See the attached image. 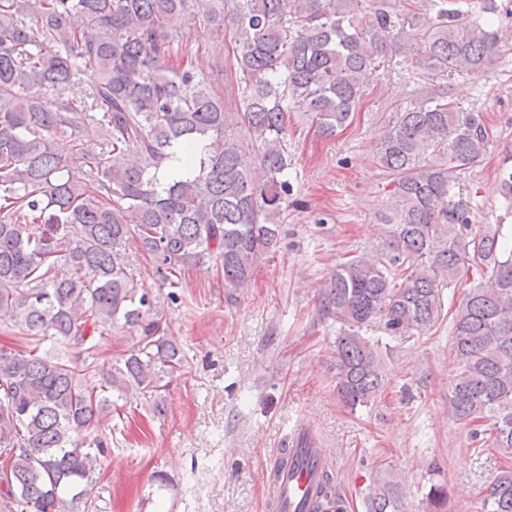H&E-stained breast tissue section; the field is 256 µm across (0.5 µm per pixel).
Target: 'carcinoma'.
<instances>
[{
    "instance_id": "cac0c4a2",
    "label": "carcinoma",
    "mask_w": 512,
    "mask_h": 512,
    "mask_svg": "<svg viewBox=\"0 0 512 512\" xmlns=\"http://www.w3.org/2000/svg\"><path fill=\"white\" fill-rule=\"evenodd\" d=\"M195 20L224 32L223 87L203 75L224 72L222 51L204 66L174 63ZM414 44L427 80L390 113L374 154L392 185L382 245L339 263L323 298L339 324L336 396L351 410L373 404L386 388L381 351L429 326L437 277L455 286L471 265L488 276L448 310V408L512 459V241L472 233L470 211L450 199L490 133L448 82L504 55L496 29L472 28L444 0H0V317L36 343L0 348V512H97L108 448L92 432L112 394L162 410V373L185 356L158 335L160 300L138 286L131 247L171 288L206 262L224 287L245 286L275 253L294 194L288 113L335 135L389 56ZM83 68L91 80L77 91ZM60 263L69 276L55 275ZM119 323L137 333L134 350L101 363L99 338ZM46 338L82 347V364L38 354ZM319 495L321 512H347L328 471ZM447 504L448 489L433 485L425 512ZM364 505L402 512L399 486L376 481ZM481 512H512L511 466Z\"/></svg>"
}]
</instances>
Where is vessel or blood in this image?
<instances>
[{"instance_id":"b4317fda","label":"vessel or blood","mask_w":512,"mask_h":512,"mask_svg":"<svg viewBox=\"0 0 512 512\" xmlns=\"http://www.w3.org/2000/svg\"><path fill=\"white\" fill-rule=\"evenodd\" d=\"M293 452L299 464L292 470L282 471L272 484L267 498V512H308L316 499L319 479L317 463L324 453L312 440L309 431L299 430L293 438Z\"/></svg>"}]
</instances>
